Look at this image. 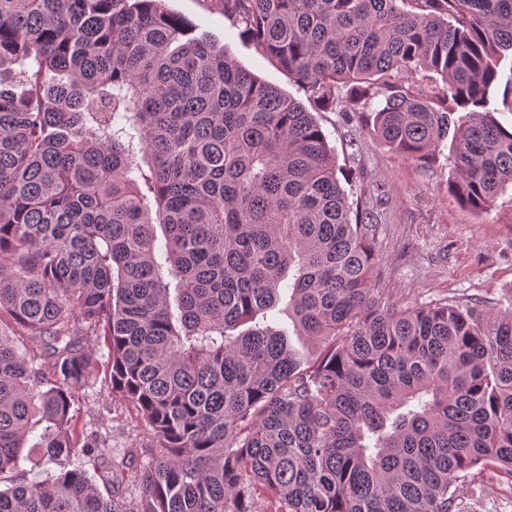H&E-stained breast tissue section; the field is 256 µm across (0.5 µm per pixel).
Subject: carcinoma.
<instances>
[{
    "instance_id": "obj_1",
    "label": "carcinoma",
    "mask_w": 512,
    "mask_h": 512,
    "mask_svg": "<svg viewBox=\"0 0 512 512\" xmlns=\"http://www.w3.org/2000/svg\"><path fill=\"white\" fill-rule=\"evenodd\" d=\"M216 4L317 107L383 96L373 134L423 163L452 139L461 205L512 187V0ZM195 31L166 0H0V475L38 429L58 466L0 512H473L512 481V312L390 302L314 115ZM100 337L145 431L103 491L73 463L106 455L73 411ZM435 78H438V80L435 81ZM399 82L415 91L419 90L427 94L436 91V85H442L437 75L422 69L399 74ZM473 497L477 512H512V493L506 481L484 476L483 482L474 487Z\"/></svg>"
}]
</instances>
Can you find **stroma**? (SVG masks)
<instances>
[{"label": "stroma", "mask_w": 512, "mask_h": 512, "mask_svg": "<svg viewBox=\"0 0 512 512\" xmlns=\"http://www.w3.org/2000/svg\"><path fill=\"white\" fill-rule=\"evenodd\" d=\"M191 21L197 35L227 47L246 69L297 101L305 89L275 60L244 43L215 0H168ZM317 120L336 149L350 199L371 212L377 250V284L400 306L441 299L479 301L497 312L512 290V190L499 195L485 213L461 206L448 190L450 164L424 165L393 151L367 126L359 111L328 109ZM93 385L76 405L78 429L110 433L114 452L134 447L142 428L129 402L108 393L106 348L98 350Z\"/></svg>", "instance_id": "1"}]
</instances>
